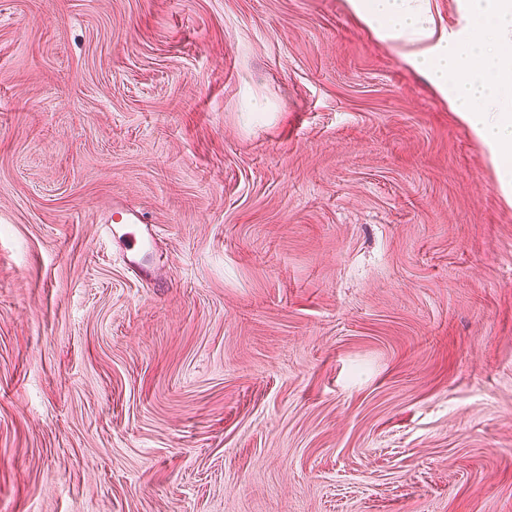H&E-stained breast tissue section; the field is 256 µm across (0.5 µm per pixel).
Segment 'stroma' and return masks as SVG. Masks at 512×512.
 Returning a JSON list of instances; mask_svg holds the SVG:
<instances>
[{
  "label": "stroma",
  "mask_w": 512,
  "mask_h": 512,
  "mask_svg": "<svg viewBox=\"0 0 512 512\" xmlns=\"http://www.w3.org/2000/svg\"><path fill=\"white\" fill-rule=\"evenodd\" d=\"M0 512H512V200L348 0H0ZM102 224H114L112 236L124 247L130 267L139 266L138 256L144 245L140 224H145L142 215L127 209L121 202L113 201L101 215Z\"/></svg>",
  "instance_id": "1"
}]
</instances>
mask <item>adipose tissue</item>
Here are the masks:
<instances>
[{
    "mask_svg": "<svg viewBox=\"0 0 512 512\" xmlns=\"http://www.w3.org/2000/svg\"><path fill=\"white\" fill-rule=\"evenodd\" d=\"M360 20L401 48L488 146L512 186V0H468L463 30L437 29L421 0H349Z\"/></svg>",
    "mask_w": 512,
    "mask_h": 512,
    "instance_id": "obj_1",
    "label": "adipose tissue"
}]
</instances>
